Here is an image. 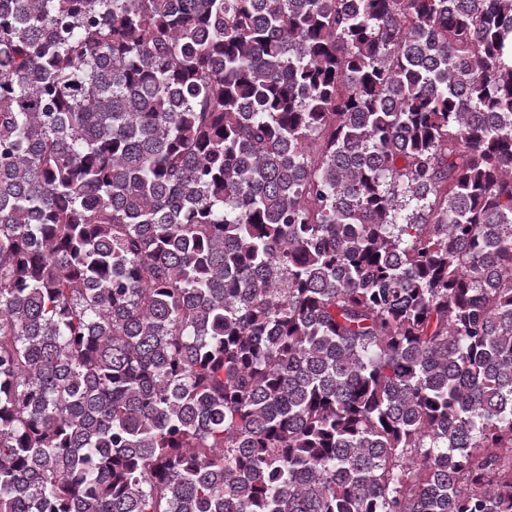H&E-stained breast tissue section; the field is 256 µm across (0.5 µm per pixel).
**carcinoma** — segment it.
I'll return each mask as SVG.
<instances>
[{
  "instance_id": "cac0c4a2",
  "label": "carcinoma",
  "mask_w": 512,
  "mask_h": 512,
  "mask_svg": "<svg viewBox=\"0 0 512 512\" xmlns=\"http://www.w3.org/2000/svg\"><path fill=\"white\" fill-rule=\"evenodd\" d=\"M0 512H512V0H0Z\"/></svg>"
}]
</instances>
